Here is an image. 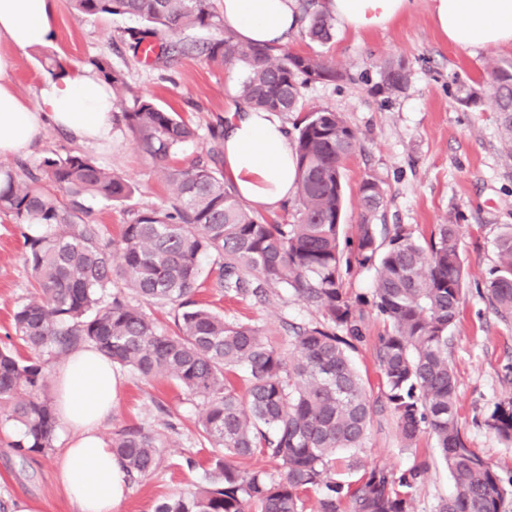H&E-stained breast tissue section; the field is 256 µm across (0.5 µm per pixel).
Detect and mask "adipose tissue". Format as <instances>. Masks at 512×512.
<instances>
[{
  "mask_svg": "<svg viewBox=\"0 0 512 512\" xmlns=\"http://www.w3.org/2000/svg\"><path fill=\"white\" fill-rule=\"evenodd\" d=\"M414 0H326L325 9L354 33L387 29ZM55 0H0V157L25 153L52 124L92 144L111 138L113 101L92 69L64 64L29 100L12 79L14 54L53 44ZM224 26L239 40L287 41L298 26L293 0H222ZM432 20L463 50L512 45V0H431ZM224 169L237 193L271 211L296 190V164L284 126L248 111L224 126ZM118 381L111 361L86 347L71 353L56 378V408L71 438L58 456L57 482L76 512H120L126 490L120 460L99 430L112 412Z\"/></svg>",
  "mask_w": 512,
  "mask_h": 512,
  "instance_id": "obj_1",
  "label": "adipose tissue"
}]
</instances>
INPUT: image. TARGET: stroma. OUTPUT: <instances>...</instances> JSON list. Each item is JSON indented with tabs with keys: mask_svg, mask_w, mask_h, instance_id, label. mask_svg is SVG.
<instances>
[{
	"mask_svg": "<svg viewBox=\"0 0 512 512\" xmlns=\"http://www.w3.org/2000/svg\"><path fill=\"white\" fill-rule=\"evenodd\" d=\"M57 37L54 54L81 66L92 57L106 56L121 69L134 93L153 98L179 112L197 129V138L179 148L174 162L184 166L210 147L209 127L236 114L242 65H218L197 55L182 56L165 70L134 60L122 37L136 26L122 15L85 16L70 0H55ZM295 53L311 55L347 69L350 80L313 82L302 90V108L280 115L285 127L299 124L307 112L326 108L340 113L358 139L356 152L343 170L345 232L361 219L359 186L375 177L385 190L383 207L373 219L378 244H386L395 225L408 228L427 241L439 224L457 218L462 227L460 251L468 268V288L459 318L450 332V361L457 377L458 418L469 447L485 457L504 479L512 478V444L489 430L484 420L494 406L512 398V317L501 319L490 305L484 282L494 266V241L512 225V156L500 138V120L491 97L471 109L455 99L458 82L486 83L489 64L512 59V46L464 52L448 45L436 30L431 0H415L412 10L388 29L352 34L334 29L324 44L292 32L286 43ZM42 51L15 55L14 81L28 99H36L50 77L41 65ZM387 56L404 58L410 69L405 88L395 94L378 91L377 65ZM75 149L100 165L128 176L135 186L121 204H98L95 223L106 237L119 238L131 209L146 210L171 203L158 166L126 133L88 145L55 126H46L42 138L23 159L38 165L51 151ZM203 284L196 300L228 318L260 326L269 342L288 351L287 326L319 320L317 310L298 300L291 290L275 288L265 302L223 296L212 281L218 270L205 257ZM31 271L25 262L23 239L11 218L0 215V343L13 331V314L32 297ZM385 331L382 318L366 308L363 339L351 356L374 400H382L377 347ZM120 381L112 413L101 427L104 441L118 431L138 426L163 444L157 468L147 477L128 483L121 512H154L167 497L204 485L212 450L200 435L199 399L175 382L149 381L128 370H118ZM17 427L0 428V505L15 512L20 500L41 502L43 512H74L56 481V458L70 438L58 426L52 450L19 456L10 443ZM367 467L403 470L425 464L423 483L416 490L413 512H434L448 498L453 485L439 458L434 440L422 433L413 447H403L390 411L378 414L365 445L358 452Z\"/></svg>",
	"mask_w": 512,
	"mask_h": 512,
	"instance_id": "1",
	"label": "stroma"
}]
</instances>
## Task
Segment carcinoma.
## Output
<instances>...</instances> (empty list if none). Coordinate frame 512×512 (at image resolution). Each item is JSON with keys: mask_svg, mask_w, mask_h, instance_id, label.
Wrapping results in <instances>:
<instances>
[{"mask_svg": "<svg viewBox=\"0 0 512 512\" xmlns=\"http://www.w3.org/2000/svg\"><path fill=\"white\" fill-rule=\"evenodd\" d=\"M72 2L83 15L138 19L142 26L127 32L135 58L165 66L198 54L219 64H242L238 99L256 111L296 112L306 83L350 78L346 69L278 44L240 42L231 35L203 44L185 40L189 29L224 26L213 0ZM298 12L310 40L331 39L334 18L319 0H299ZM88 64L112 89L115 125L158 164L172 203L131 211L121 238L107 241L91 220L90 202L126 201L133 194L126 176L77 150L54 152L34 168L1 162L0 214L22 229L36 293L15 312L14 333L38 356L60 358L90 345L116 367L146 380L171 379L201 400L203 438L214 448L208 484L161 500L155 512H304L302 493L309 489L316 493L314 512H339L345 500L350 512H412L422 464L399 472L368 470L354 455L350 468L362 471L357 483L333 474L340 452L364 447L376 413L350 356L362 339L366 304L387 324L377 358L403 446L428 431L447 464L453 493L436 512H503L502 478L462 434L448 360V331L467 282L461 225L448 219L425 245L396 226L380 250L371 218L385 193L369 176L359 187L363 215L345 249L343 169L357 139L341 115L325 108L308 112L295 126L294 220L274 224L224 181V124L210 130L207 159L172 167L169 160L197 136L196 129L152 98L130 93L125 73L107 57ZM379 76L383 90L399 92L408 82V63L390 57ZM489 76L504 144L512 150V61L495 62ZM482 97L479 87H457L463 108L477 106ZM496 250L487 295L497 313L512 316V226L499 234ZM209 255L222 259L213 287L259 301L272 287L287 288L317 309L320 321L291 327L293 356L272 347L261 327L227 319L191 299ZM356 267L376 270L369 298H352L345 290ZM117 278L137 302L112 290ZM159 302L173 310L170 329L145 310ZM48 364L0 350V424L20 428L11 447L23 455L53 447L57 417L41 395ZM242 366L243 396L229 379ZM485 426L512 443V398L494 407ZM160 447L155 436L135 427L112 438V450L131 479L155 470ZM256 453L278 464V477L242 467Z\"/></svg>", "mask_w": 512, "mask_h": 512, "instance_id": "cac0c4a2", "label": "carcinoma"}]
</instances>
